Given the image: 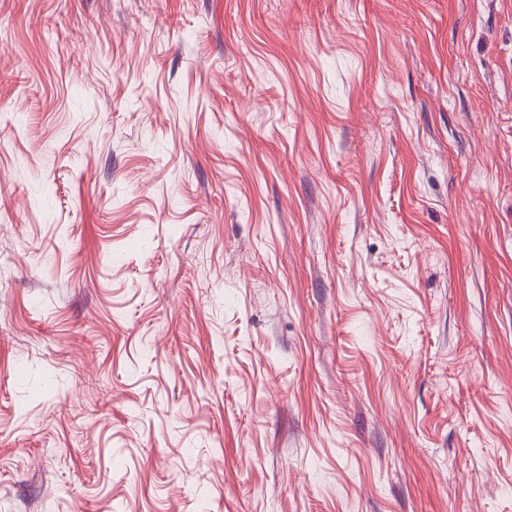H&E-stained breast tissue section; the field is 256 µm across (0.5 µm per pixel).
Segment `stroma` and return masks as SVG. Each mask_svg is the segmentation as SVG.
Masks as SVG:
<instances>
[{
    "mask_svg": "<svg viewBox=\"0 0 512 512\" xmlns=\"http://www.w3.org/2000/svg\"><path fill=\"white\" fill-rule=\"evenodd\" d=\"M0 512H512V0H0Z\"/></svg>",
    "mask_w": 512,
    "mask_h": 512,
    "instance_id": "obj_1",
    "label": "stroma"
}]
</instances>
